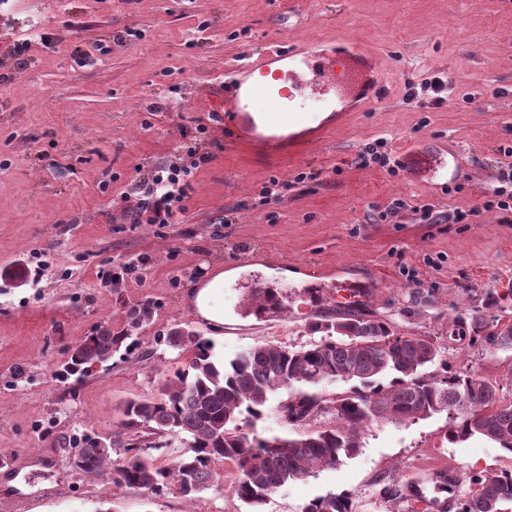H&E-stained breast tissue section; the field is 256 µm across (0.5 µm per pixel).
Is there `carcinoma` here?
Listing matches in <instances>:
<instances>
[{
    "label": "carcinoma",
    "instance_id": "carcinoma-1",
    "mask_svg": "<svg viewBox=\"0 0 512 512\" xmlns=\"http://www.w3.org/2000/svg\"><path fill=\"white\" fill-rule=\"evenodd\" d=\"M512 287L485 295L479 304L456 314L448 326V341L467 348L512 350ZM150 306L138 304L128 316V328L114 332L107 326L71 353L67 374L85 372L112 358L149 319ZM318 341L299 348L259 342L228 363L214 359L212 348L199 334L174 329L168 343L190 358L173 371L152 399L132 398L120 409V431L105 447L98 439L82 440L79 470L88 476L112 475V483L161 494L174 486L193 500L220 478L217 466L232 463L238 475L233 486L245 512L259 507L282 486L310 477L315 470L334 468L352 456L361 435L381 422L405 423L448 414L451 442L473 436L491 440L512 454V399L507 387L469 367H452L442 357L438 339L403 333L390 316L354 300L331 313L309 318ZM389 375L388 384L381 377ZM355 382L330 402L300 389L280 404L291 426L327 414L332 422L297 438H260L243 431L240 420L253 425L262 419L270 396L298 384ZM180 438L185 450L167 463L152 454L162 444L143 446L124 440L122 432ZM124 449L120 459L112 449ZM468 491L456 501L458 512H509L512 470H469L459 477ZM381 497L403 504L404 512H448V498L430 499L414 483L390 481ZM303 512H352L347 494L317 498Z\"/></svg>",
    "mask_w": 512,
    "mask_h": 512
}]
</instances>
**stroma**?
<instances>
[{
	"label": "stroma",
	"mask_w": 512,
	"mask_h": 512,
	"mask_svg": "<svg viewBox=\"0 0 512 512\" xmlns=\"http://www.w3.org/2000/svg\"><path fill=\"white\" fill-rule=\"evenodd\" d=\"M342 39L376 58L382 97L320 144L254 145L213 121L225 68L277 43ZM25 40L19 65L13 53ZM434 77L447 87L438 108L424 89ZM196 137L213 159L194 171L178 223H128L123 194ZM379 138L397 156L441 157L455 172L425 182L405 167L360 165ZM508 147L512 0H0V512H241L228 464L192 501L70 464L84 436L118 431L124 402L154 397L182 365L185 352L167 341L175 327L227 361L260 341L308 344L309 315L349 293L371 295L390 315L415 298L423 314L401 318L402 332L437 337L453 365L506 380L512 352L450 346L448 320L512 283V222L483 208ZM273 178L287 188L268 202ZM396 198L408 207L388 216ZM425 204L469 219L428 223ZM131 262L135 272L124 273ZM221 267L238 275L224 286L216 330L196 315L188 286ZM266 288L281 310H249V291ZM145 302L150 320L112 359L59 377L74 346L100 326L126 328ZM288 396L270 397L258 435L322 425L319 416L286 424ZM447 428L444 412L372 425L357 454L281 487L261 512H303L344 493L353 512H389L385 481L417 482L429 496L439 471L512 469L495 442L452 443Z\"/></svg>",
	"instance_id": "35a3bbf8"
}]
</instances>
